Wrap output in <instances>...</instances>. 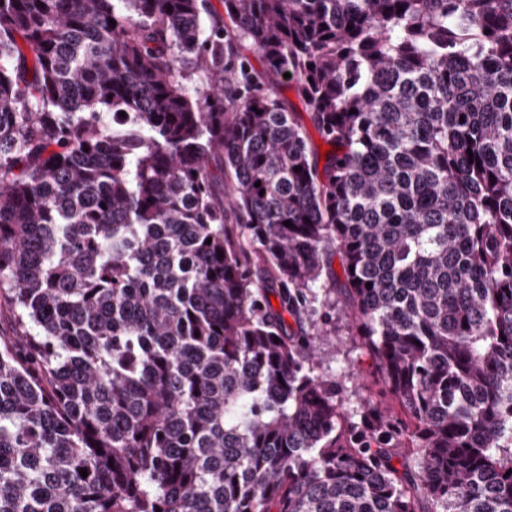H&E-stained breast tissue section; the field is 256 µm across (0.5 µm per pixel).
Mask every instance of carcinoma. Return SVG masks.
<instances>
[{
  "label": "carcinoma",
  "mask_w": 512,
  "mask_h": 512,
  "mask_svg": "<svg viewBox=\"0 0 512 512\" xmlns=\"http://www.w3.org/2000/svg\"><path fill=\"white\" fill-rule=\"evenodd\" d=\"M202 9L0 0V512H512V0ZM283 94L286 98H288V102L290 104V107H291V110L293 111V117L295 118V120L301 125L302 127V130L304 132V135L306 136V138L308 139V141L311 143V144H314L315 147L318 149V152H319V156H320V163H319V168L321 169L322 168V165L324 163H321V152H320V146L317 144V141H321L322 144L323 141L320 137V135L318 134V132L316 131V129L314 128L311 120H310V117L308 115L307 112H305L302 104L299 102V100L297 99L296 95H295V92L291 86V83L288 82V87L285 86L283 88ZM325 145V144H324ZM326 146V145H325ZM336 299V309L335 307ZM324 300L320 292L319 301L315 303L318 309V316L323 309L330 310L333 314L330 339L336 344V349L324 346L323 370L329 375H339L344 370L354 369L356 379L354 381L356 394L351 397L348 404L350 409H355L360 399H370L381 404L388 405L392 401L390 396L384 392L381 376L378 373L375 363L355 343V336H350L352 319L338 301L336 294H331L328 305L322 307Z\"/></svg>",
  "instance_id": "obj_1"
}]
</instances>
